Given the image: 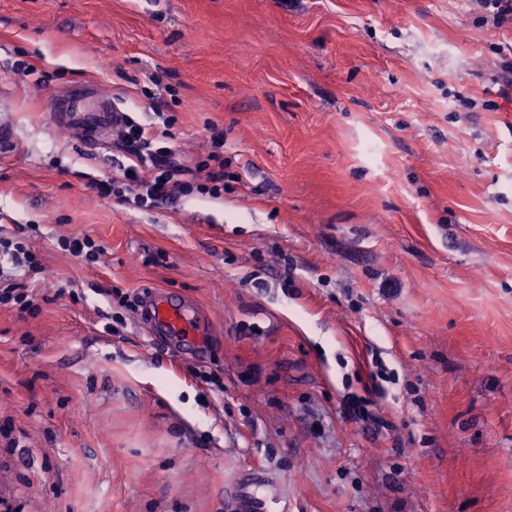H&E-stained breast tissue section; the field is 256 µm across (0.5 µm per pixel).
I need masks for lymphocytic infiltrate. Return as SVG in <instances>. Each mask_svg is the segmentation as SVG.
<instances>
[{
    "instance_id": "lymphocytic-infiltrate-1",
    "label": "lymphocytic infiltrate",
    "mask_w": 512,
    "mask_h": 512,
    "mask_svg": "<svg viewBox=\"0 0 512 512\" xmlns=\"http://www.w3.org/2000/svg\"><path fill=\"white\" fill-rule=\"evenodd\" d=\"M163 125L162 132L133 120L121 113V147L134 158L135 163L122 176L107 177L96 182L100 196L121 202H134L138 206L156 208L178 198L197 193L213 199L224 195V158L222 135L211 139L210 151L198 167L205 170V179L187 177L185 169L175 159L171 146L172 121L164 112L154 114ZM5 259L21 268L23 281L0 280V307L10 306L19 313L31 316L41 311L39 297L28 286L29 280L42 277L45 267L36 253L25 242L0 237V260Z\"/></svg>"
}]
</instances>
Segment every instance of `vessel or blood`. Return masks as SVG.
<instances>
[{
  "label": "vessel or blood",
  "instance_id": "1",
  "mask_svg": "<svg viewBox=\"0 0 512 512\" xmlns=\"http://www.w3.org/2000/svg\"><path fill=\"white\" fill-rule=\"evenodd\" d=\"M55 109L67 113L86 140H96L116 121L111 101L86 105L83 96H68L56 101ZM154 329L188 348L203 346L207 334L204 321L190 303H182L166 294H156L147 305ZM283 500L280 478L271 471L248 466L234 471L224 488L225 512H271Z\"/></svg>",
  "mask_w": 512,
  "mask_h": 512
}]
</instances>
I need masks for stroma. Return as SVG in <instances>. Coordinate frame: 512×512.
I'll return each mask as SVG.
<instances>
[{"mask_svg":"<svg viewBox=\"0 0 512 512\" xmlns=\"http://www.w3.org/2000/svg\"><path fill=\"white\" fill-rule=\"evenodd\" d=\"M511 55L477 0H0V235L50 298L0 308V512H224L249 464L288 512H512ZM89 85L185 169L223 131V198L100 197L116 134L53 110ZM61 250L69 252L87 264H95L105 252V247L99 240L90 235L74 238H61L58 240ZM7 259L21 268L25 279L42 278L45 267L36 253L30 250L24 241L2 238L0 236V260ZM147 313L154 329L188 348H201L208 334L204 321L187 301L181 303L166 293H157L148 302Z\"/></svg>","mask_w":512,"mask_h":512,"instance_id":"35a3bbf8","label":"stroma"}]
</instances>
